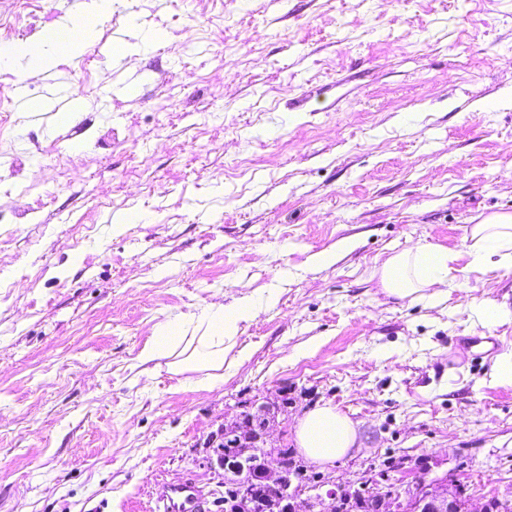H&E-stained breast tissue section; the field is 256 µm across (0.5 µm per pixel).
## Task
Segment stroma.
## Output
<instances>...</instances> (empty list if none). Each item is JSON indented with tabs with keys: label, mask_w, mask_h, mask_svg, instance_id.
I'll use <instances>...</instances> for the list:
<instances>
[{
	"label": "stroma",
	"mask_w": 512,
	"mask_h": 512,
	"mask_svg": "<svg viewBox=\"0 0 512 512\" xmlns=\"http://www.w3.org/2000/svg\"><path fill=\"white\" fill-rule=\"evenodd\" d=\"M85 2L0 0V21L25 43ZM56 87L83 99L65 123ZM495 212L512 0H114L47 71L0 67V512H149L175 478L216 512L204 439L282 386L271 447L323 402L357 423L336 481L429 457L475 498L512 496V387L468 342L512 349V268L462 253ZM423 243L460 252L457 287L387 296L376 269ZM245 295L223 381L141 362L160 325L199 336ZM492 304L505 317L481 322Z\"/></svg>",
	"instance_id": "stroma-1"
}]
</instances>
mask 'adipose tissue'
<instances>
[{
	"label": "adipose tissue",
	"instance_id": "adipose-tissue-1",
	"mask_svg": "<svg viewBox=\"0 0 512 512\" xmlns=\"http://www.w3.org/2000/svg\"><path fill=\"white\" fill-rule=\"evenodd\" d=\"M112 0H96L93 8L84 9L58 23L46 40L27 46H0V64L24 67L25 71H40L53 61L47 43L58 42L66 31H75L70 49H77L83 39L78 32L93 10L111 6ZM466 253L472 264L487 269L503 266L512 268V214L494 213L473 225ZM457 259L455 252L434 244H419L388 258L379 270L380 284L387 296L404 299H439L446 296L450 285L448 274ZM254 314L249 297H242L232 306H212L206 318L205 343L210 350L204 359L193 356L173 362L174 371H207V384L219 381L224 367V338L235 325ZM296 444L309 463L330 465L353 453L358 447L355 423L331 404H323L305 413L295 424Z\"/></svg>",
	"mask_w": 512,
	"mask_h": 512
}]
</instances>
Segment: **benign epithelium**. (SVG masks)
Masks as SVG:
<instances>
[{
  "instance_id": "1",
  "label": "benign epithelium",
  "mask_w": 512,
  "mask_h": 512,
  "mask_svg": "<svg viewBox=\"0 0 512 512\" xmlns=\"http://www.w3.org/2000/svg\"><path fill=\"white\" fill-rule=\"evenodd\" d=\"M287 403L286 386L278 389L272 401L245 402L235 419L217 431L228 443L206 442L207 464L238 478L234 512H336L337 500L356 495L371 499L375 512H455V500L465 497L451 474L426 479L431 471L427 464L418 467L413 489L405 492L399 485L387 491L366 490L370 478L365 471L361 487L338 484L321 494V486L295 478V462L283 457L280 449L267 447Z\"/></svg>"
}]
</instances>
